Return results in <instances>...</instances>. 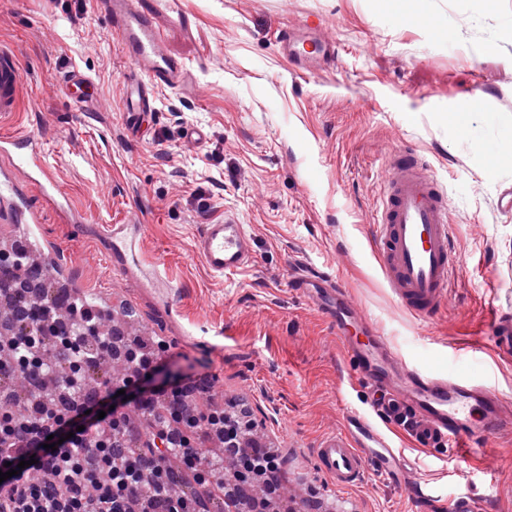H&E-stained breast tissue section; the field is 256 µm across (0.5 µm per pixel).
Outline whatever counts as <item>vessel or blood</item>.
Here are the masks:
<instances>
[{
  "label": "vessel or blood",
  "instance_id": "obj_1",
  "mask_svg": "<svg viewBox=\"0 0 512 512\" xmlns=\"http://www.w3.org/2000/svg\"><path fill=\"white\" fill-rule=\"evenodd\" d=\"M95 5L107 18L122 57L132 64L124 116L127 131L135 136L143 114L153 108L156 91L180 89L188 68L166 51L163 31L140 0H95ZM278 47L299 74L319 73L336 57L335 42L323 37L317 26L284 31ZM21 85L16 55L0 45V118L22 111ZM30 185L41 193V209L23 203ZM50 213L72 214L78 224L85 221L60 185L44 140L23 130L1 135L0 223L15 225L24 237L35 238ZM137 230L134 224H109L104 236L114 247L125 249ZM371 230L374 256L392 293L418 320L430 319L457 281L461 263L444 188L417 155L396 153ZM194 252L217 274L243 270L253 258L243 225L231 221L204 225ZM491 323L490 350L511 358L512 318L496 312ZM336 340L353 368L350 385L367 389L368 404L381 418L376 424L365 412L351 409L349 430L324 437L314 448L319 468L337 488L356 487L370 470L386 476L396 471L400 455L389 439L392 427H407L422 448L439 449L458 459L471 458L480 443L512 429L501 418L502 398L490 377L408 367L362 315L350 323L337 322Z\"/></svg>",
  "mask_w": 512,
  "mask_h": 512
}]
</instances>
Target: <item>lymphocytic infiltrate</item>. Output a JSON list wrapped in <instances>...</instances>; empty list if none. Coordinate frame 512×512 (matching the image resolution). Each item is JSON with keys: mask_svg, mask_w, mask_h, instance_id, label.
I'll return each mask as SVG.
<instances>
[{"mask_svg": "<svg viewBox=\"0 0 512 512\" xmlns=\"http://www.w3.org/2000/svg\"><path fill=\"white\" fill-rule=\"evenodd\" d=\"M28 250L0 258V512H202L213 495L214 460L196 446L200 433L215 435L234 460L236 482L275 484L280 462L259 440L245 438L244 423L223 409H189L187 397L206 394L207 380L162 378V355L132 344L114 379L105 309L74 291L32 297L24 284L44 278ZM168 405L169 419L131 442V412ZM59 443L46 446L48 436ZM190 492L175 490L179 476Z\"/></svg>", "mask_w": 512, "mask_h": 512, "instance_id": "lymphocytic-infiltrate-1", "label": "lymphocytic infiltrate"}]
</instances>
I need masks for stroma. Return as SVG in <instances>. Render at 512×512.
<instances>
[{
	"mask_svg": "<svg viewBox=\"0 0 512 512\" xmlns=\"http://www.w3.org/2000/svg\"><path fill=\"white\" fill-rule=\"evenodd\" d=\"M166 47L192 81L159 92L138 137L124 130L127 64L94 0H0V43L23 71V112L0 134L44 138L49 160L87 223L48 218L46 244L72 260L69 280L133 309L164 342L173 374L211 378V400L244 398L276 440L289 485L321 512H444L448 495L484 496L485 512H512V436L467 460L393 440L419 477L367 474L334 487L312 450L342 431L348 377L336 333L294 277L339 279L403 361L434 364L450 348L489 343L493 311L512 313V164L493 168L477 139L512 151V0H142ZM335 41L339 64L294 73L276 42L310 21ZM446 38L428 34L436 24ZM80 68L94 108L73 105L61 78ZM204 139L188 140L190 130ZM411 148L448 195L461 274L443 307L420 323L395 300L375 258L371 225L389 156ZM243 224L254 260L235 274L210 273L193 254L203 225ZM139 224L140 250L162 262L174 285L170 319L144 263L112 257L100 224ZM233 324L237 344L212 347Z\"/></svg>",
	"mask_w": 512,
	"mask_h": 512,
	"instance_id": "35a3bbf8",
	"label": "stroma"
}]
</instances>
